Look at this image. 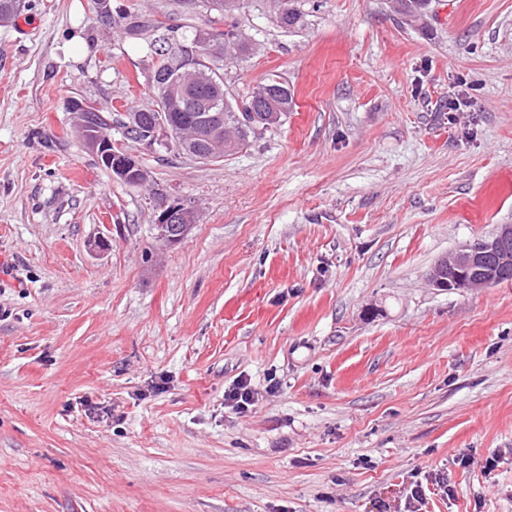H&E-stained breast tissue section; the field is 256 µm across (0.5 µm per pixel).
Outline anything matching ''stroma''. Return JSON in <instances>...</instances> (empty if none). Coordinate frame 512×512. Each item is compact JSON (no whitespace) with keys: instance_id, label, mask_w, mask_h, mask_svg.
<instances>
[{"instance_id":"obj_1","label":"stroma","mask_w":512,"mask_h":512,"mask_svg":"<svg viewBox=\"0 0 512 512\" xmlns=\"http://www.w3.org/2000/svg\"><path fill=\"white\" fill-rule=\"evenodd\" d=\"M300 5L289 33L270 0H111L238 27L225 92L294 95L217 162L113 126L143 186L70 112L149 105L142 41L95 0L0 26V512H512V281L425 284L512 224V0ZM157 192L197 211L178 243ZM84 106L82 102L77 101L73 104L71 112L75 115L76 125L84 140L89 144L91 152L98 160L105 162L110 167L112 174L123 182L130 185L147 183L142 177L143 168L134 157L112 143V121L106 119L108 124L94 127L97 124V112L101 111L94 106L86 105L87 121L89 126L94 127V130H90L84 118ZM106 165L103 164L109 169ZM255 394L257 393L250 387V382L240 380L224 392V405L237 413H245L255 405Z\"/></svg>"}]
</instances>
